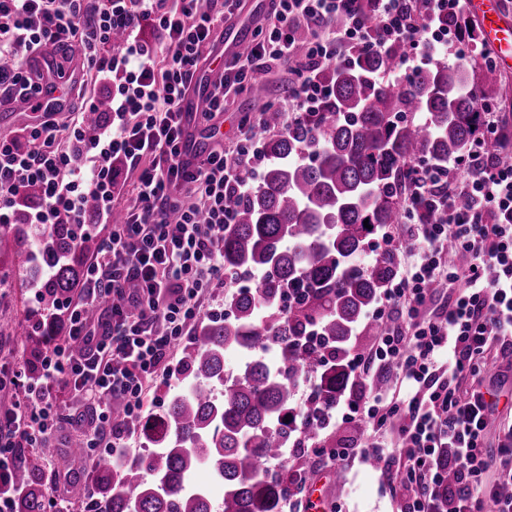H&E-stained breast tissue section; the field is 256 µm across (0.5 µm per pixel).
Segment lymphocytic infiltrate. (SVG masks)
<instances>
[{"instance_id":"obj_1","label":"lymphocytic infiltrate","mask_w":512,"mask_h":512,"mask_svg":"<svg viewBox=\"0 0 512 512\" xmlns=\"http://www.w3.org/2000/svg\"><path fill=\"white\" fill-rule=\"evenodd\" d=\"M199 1L0 0L1 96L36 92L23 62L50 48L80 47L86 75L75 121L46 112L36 125L0 134V225L26 224L37 237L68 224L73 241L102 239L79 294L58 304L64 339L21 360L8 353L12 338L0 336V392L8 397L0 407V512H16L6 486L21 452L46 447L67 424L89 420L82 445L90 457L138 430L147 392L171 376L167 359L200 317L202 294L224 281L218 243L264 160L257 143L266 127L243 123L232 151L189 153L181 102L198 83L214 29L240 7L204 0L202 10ZM467 10L468 0H418L412 9L407 0H377L369 24L355 0H270L269 24L225 64L196 120L210 122L274 61L299 75L287 90L295 115L317 111L329 93L322 67L344 63L342 44L380 52L403 45L398 82L442 47L471 56L470 34L440 23ZM337 18L333 34L322 32ZM478 103L482 123L462 155L406 162L415 187L401 223L381 234L405 260L371 313L381 333L349 362L358 375L396 373L398 385L350 394L327 413L395 434L394 449L370 454L403 455L394 478L414 495L408 512H434L443 486L448 512H512V494L501 492L512 486V426L498 436L492 481L485 449L498 401L488 359L512 353V152L487 154L506 119L489 99ZM115 397L124 403L119 419L109 407Z\"/></svg>"}]
</instances>
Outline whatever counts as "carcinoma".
<instances>
[{
  "mask_svg": "<svg viewBox=\"0 0 512 512\" xmlns=\"http://www.w3.org/2000/svg\"><path fill=\"white\" fill-rule=\"evenodd\" d=\"M404 49L361 51L344 65L322 71L330 93L319 111L283 126L266 107L265 90L251 102L273 134L263 145L260 182L235 200L236 223L219 241L224 253V303L229 312L196 323L180 357L187 390L173 395L160 417L162 437L148 436L157 451L145 461L146 479L120 459L90 464L99 489L97 512H213L207 494L192 483L206 466L224 484L222 512H283L294 467L270 470L285 448H303L320 436V413L336 404L353 381L349 342L380 326L369 312L396 265L386 252L365 262L379 230L401 222L403 164L424 158L446 164L474 139L480 112L470 85L477 72H495L476 58L420 67L409 80H379ZM424 112L421 126L404 115ZM0 240V264L24 271L32 264L24 224ZM101 248L95 236L80 245L55 233L43 241L44 257L58 262L40 285L42 305L82 288L88 258ZM19 336L38 355L49 332ZM238 351L243 370L229 376L224 355ZM307 370L318 386L296 406L295 378ZM222 387V395L215 393ZM23 490L17 512H45L48 489L28 460L13 471Z\"/></svg>",
  "mask_w": 512,
  "mask_h": 512,
  "instance_id": "cac0c4a2",
  "label": "carcinoma"
}]
</instances>
